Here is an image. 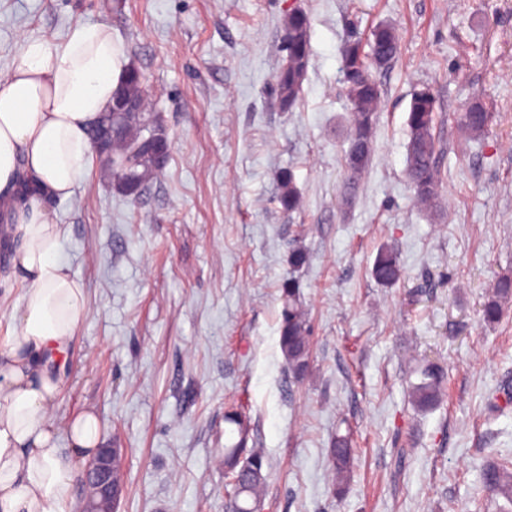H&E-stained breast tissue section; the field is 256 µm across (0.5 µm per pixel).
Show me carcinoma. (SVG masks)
<instances>
[{"mask_svg":"<svg viewBox=\"0 0 512 512\" xmlns=\"http://www.w3.org/2000/svg\"><path fill=\"white\" fill-rule=\"evenodd\" d=\"M310 21L307 13L294 9L285 24L283 48L287 56L275 80V99L284 112L297 104L310 60ZM399 53V39L394 28L386 23L377 25L367 42L347 40L340 52L343 89L349 105V147L345 153L344 169L348 179L356 181L371 160L372 144L381 108V88L373 71L389 66ZM437 117V100L431 89L423 86L412 93L407 112L406 172L416 202L426 207L440 203V170L433 129ZM112 121L120 132L106 153L98 155L104 170L112 177L113 185L128 196H138L162 173L156 162L157 152L168 141L157 116L148 110L143 78L130 65L125 68L113 94L110 112L99 118L103 124ZM493 113L482 103L473 102L459 117L462 130L472 136L488 132ZM283 208L293 211L298 206V193L292 171L279 177ZM372 276L381 285L392 286L402 278L400 259L394 251L383 247L378 252ZM283 306L280 313V348L288 371L303 376L308 368L309 325L305 309L296 289H282ZM512 300V274L498 277L493 295L484 303L483 321L495 323L503 313V304ZM444 372L434 365L420 370V382L412 385L415 406L427 411L434 408L441 396ZM224 421L235 427L237 441L224 445V473L227 478L226 512H251L261 500L268 467L267 456L258 448L247 447L249 421L246 415L231 411ZM354 448L349 437L338 435L328 449V465L334 476L344 480L351 472ZM484 486L498 498L512 505V466L506 462L490 461L481 470Z\"/></svg>","mask_w":512,"mask_h":512,"instance_id":"carcinoma-1","label":"carcinoma"}]
</instances>
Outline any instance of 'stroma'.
<instances>
[{
	"mask_svg": "<svg viewBox=\"0 0 512 512\" xmlns=\"http://www.w3.org/2000/svg\"><path fill=\"white\" fill-rule=\"evenodd\" d=\"M311 56L290 112L274 95L292 9ZM381 23L400 51L382 92L371 162L347 185L349 106L340 48ZM104 24L141 72L169 147L163 175L129 199L93 164L72 197L43 205L86 310L65 355L60 432L94 412L120 449L117 512H225L224 409L250 416L269 459L262 512H497L485 461H512V302L482 306L512 273V0H0V71L23 43ZM427 86L438 114L440 190L430 213L406 178V118ZM495 120L473 139L461 112ZM292 170L300 205L277 176ZM309 262L294 269L295 247ZM403 277L378 284L381 247ZM308 313L309 370L279 344L281 289ZM24 285L0 259V358ZM447 375L419 411L418 371ZM350 434L354 465L335 487L327 450ZM281 193L279 201L284 209L293 211L298 206V193L294 183V175L291 170L281 172L279 177ZM510 300H512V274L505 273L498 277L493 287V295L483 305V321L498 322L503 313V304Z\"/></svg>",
	"mask_w": 512,
	"mask_h": 512,
	"instance_id": "35a3bbf8",
	"label": "stroma"
}]
</instances>
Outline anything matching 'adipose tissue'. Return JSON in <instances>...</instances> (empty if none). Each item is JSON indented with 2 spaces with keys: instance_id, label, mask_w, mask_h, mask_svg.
<instances>
[{
  "instance_id": "1",
  "label": "adipose tissue",
  "mask_w": 512,
  "mask_h": 512,
  "mask_svg": "<svg viewBox=\"0 0 512 512\" xmlns=\"http://www.w3.org/2000/svg\"><path fill=\"white\" fill-rule=\"evenodd\" d=\"M125 67L111 28L81 24L62 43L24 44L0 72V202L20 238L13 265L26 285L0 362V512H75V459L100 443L86 412L59 447L50 415L61 379L47 358L68 346L85 298L58 259L63 228L43 201L71 197L88 175L90 130Z\"/></svg>"
}]
</instances>
